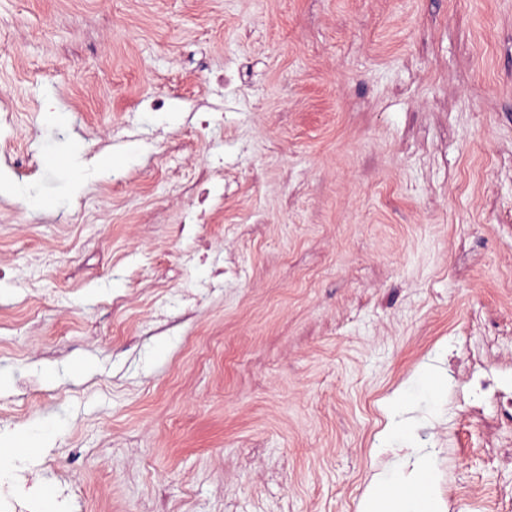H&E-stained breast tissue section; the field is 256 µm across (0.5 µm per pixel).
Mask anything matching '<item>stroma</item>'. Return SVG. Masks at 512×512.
I'll return each instance as SVG.
<instances>
[{"instance_id": "stroma-1", "label": "stroma", "mask_w": 512, "mask_h": 512, "mask_svg": "<svg viewBox=\"0 0 512 512\" xmlns=\"http://www.w3.org/2000/svg\"><path fill=\"white\" fill-rule=\"evenodd\" d=\"M45 67L86 92L33 109ZM0 92L37 163L34 204L0 196V446L61 423L0 466V504L358 512L421 455L438 512H473L458 486L512 512L446 387L459 347L512 378V0H0ZM202 97L224 125L200 143ZM213 152L202 260L177 227ZM103 155L111 200L54 175ZM58 241L65 263L29 265ZM421 367L437 399L391 414Z\"/></svg>"}]
</instances>
